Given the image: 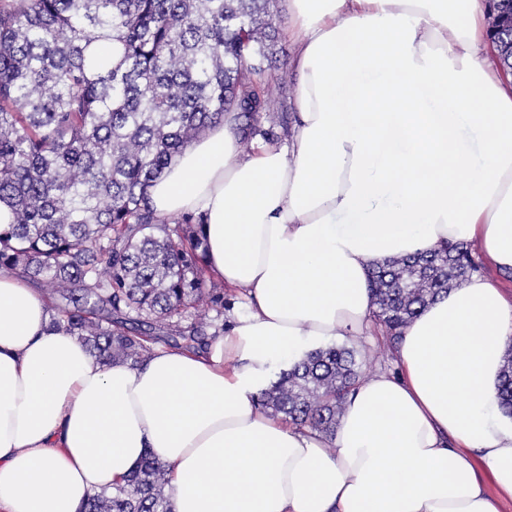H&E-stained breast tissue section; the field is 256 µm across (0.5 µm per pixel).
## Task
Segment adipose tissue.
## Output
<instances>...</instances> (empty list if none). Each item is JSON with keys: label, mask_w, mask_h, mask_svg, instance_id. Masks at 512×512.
<instances>
[{"label": "adipose tissue", "mask_w": 512, "mask_h": 512, "mask_svg": "<svg viewBox=\"0 0 512 512\" xmlns=\"http://www.w3.org/2000/svg\"><path fill=\"white\" fill-rule=\"evenodd\" d=\"M483 0H288L297 119L240 148L233 115L147 189L200 217L206 262L250 302L207 352L99 364L43 294L0 273V512H78L145 454L172 512H499L512 301L476 275L423 310L400 376L360 382L333 438L259 411L274 364L372 335L368 272L464 240L512 271V84L481 53ZM498 396L500 403L508 415H512V346L505 353L501 369ZM475 468L479 480L487 493L499 502L501 512H512V499L498 490L490 472L479 459L475 460Z\"/></svg>", "instance_id": "adipose-tissue-1"}]
</instances>
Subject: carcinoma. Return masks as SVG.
<instances>
[{"label": "carcinoma", "instance_id": "obj_1", "mask_svg": "<svg viewBox=\"0 0 512 512\" xmlns=\"http://www.w3.org/2000/svg\"><path fill=\"white\" fill-rule=\"evenodd\" d=\"M275 0H0V271L40 288L51 325L104 364L144 361L155 331L195 350L224 333V286L204 277L202 222L162 219L147 186L224 113L240 144L275 98L254 77L272 54ZM491 30L512 69V0ZM112 44V56L95 52ZM479 265L464 242L394 257L370 272L375 318L397 342L419 313ZM213 311L216 316L206 317ZM359 351L309 352L255 395L260 410L334 435L365 379ZM498 396L512 415V346ZM79 512H171L166 465L148 453Z\"/></svg>", "mask_w": 512, "mask_h": 512}]
</instances>
